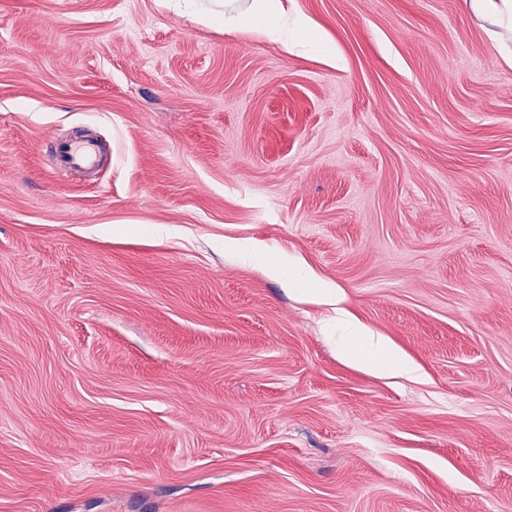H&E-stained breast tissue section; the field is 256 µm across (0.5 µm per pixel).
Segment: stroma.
Returning a JSON list of instances; mask_svg holds the SVG:
<instances>
[{
	"mask_svg": "<svg viewBox=\"0 0 512 512\" xmlns=\"http://www.w3.org/2000/svg\"><path fill=\"white\" fill-rule=\"evenodd\" d=\"M288 9L331 55L175 0H0V512H512L496 26ZM85 128L110 160L57 177ZM340 307L421 379L341 357Z\"/></svg>",
	"mask_w": 512,
	"mask_h": 512,
	"instance_id": "stroma-1",
	"label": "stroma"
}]
</instances>
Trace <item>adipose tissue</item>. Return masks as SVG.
I'll return each mask as SVG.
<instances>
[{"mask_svg": "<svg viewBox=\"0 0 512 512\" xmlns=\"http://www.w3.org/2000/svg\"><path fill=\"white\" fill-rule=\"evenodd\" d=\"M199 18L210 26L257 32L286 50L302 44L318 52L328 50L310 22L302 15L289 13L284 0H213ZM340 321L345 330L340 352L345 358L378 373L416 375L412 362L386 340L372 335L349 312H341Z\"/></svg>", "mask_w": 512, "mask_h": 512, "instance_id": "ef3b65f1", "label": "adipose tissue"}]
</instances>
